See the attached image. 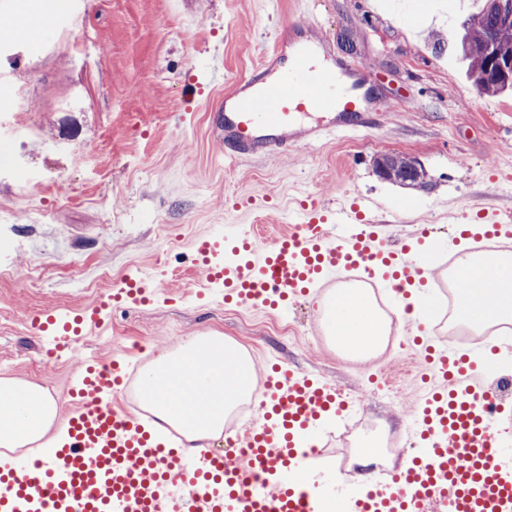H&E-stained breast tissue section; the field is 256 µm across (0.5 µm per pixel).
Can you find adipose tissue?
Segmentation results:
<instances>
[{"instance_id":"ef3b65f1","label":"adipose tissue","mask_w":512,"mask_h":512,"mask_svg":"<svg viewBox=\"0 0 512 512\" xmlns=\"http://www.w3.org/2000/svg\"><path fill=\"white\" fill-rule=\"evenodd\" d=\"M456 253L457 319L484 329L511 322L512 256L498 257L497 274L490 279L467 245H458ZM319 307L327 330L353 351L376 349L389 332L362 289L337 291ZM140 375L143 404L159 425L178 430L193 451L221 433L225 414L253 390L251 363L220 336L188 337L143 366ZM56 418V404L42 389L0 379L1 448L50 454L58 440Z\"/></svg>"}]
</instances>
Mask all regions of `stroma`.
Masks as SVG:
<instances>
[{"label":"stroma","instance_id":"stroma-1","mask_svg":"<svg viewBox=\"0 0 512 512\" xmlns=\"http://www.w3.org/2000/svg\"><path fill=\"white\" fill-rule=\"evenodd\" d=\"M40 0L47 23L39 45L16 25L17 0H0V102L20 183L0 169V378L43 388L59 412L91 354L127 360L128 382L113 400L133 413L139 368L188 336L234 342L256 373L267 360L333 381L352 399L354 426L333 420L315 464L328 483L355 469L359 440L417 443L416 406L426 370L407 345L405 321L362 360L339 350L320 326L319 294L287 313L195 298L194 243L236 226L263 240L288 225L291 209L315 199L335 210L352 201L391 241L428 229L435 266L449 271L458 225L479 208L512 212V96L478 93L467 61L453 52L459 24L481 0ZM325 40L333 54L370 72L386 102L375 125L265 157L224 156L210 137L226 88L249 74L280 25ZM224 53V84L209 83L212 47ZM416 158L425 186L382 180L375 157ZM152 274L162 292L114 306L69 349L51 352L30 314L86 306L121 287L127 273ZM401 387L395 402L384 380Z\"/></svg>","mask_w":512,"mask_h":512}]
</instances>
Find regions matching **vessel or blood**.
<instances>
[{
  "label": "vessel or blood",
  "instance_id": "1",
  "mask_svg": "<svg viewBox=\"0 0 512 512\" xmlns=\"http://www.w3.org/2000/svg\"><path fill=\"white\" fill-rule=\"evenodd\" d=\"M367 84L351 63L316 68L297 39L276 36L262 63L216 106L214 142L227 155L257 156L359 131L382 108ZM365 222L360 204L331 212L313 202L265 246L252 231L229 242L198 240L195 271L225 301L266 310L335 279L379 277L400 292V313L418 312L412 291L431 277L434 240L424 229L414 244L393 249ZM466 235L477 242L511 238L512 215L482 212ZM149 290L148 279L128 280L111 300L93 306L43 308L30 327L54 348L67 347L102 323L111 301H142ZM427 360L447 390L419 403L416 424L431 447L408 478L421 496L403 500L388 483L355 495L351 512H421L426 503L442 512H512V443L502 438L512 420V390L502 374L470 357L441 349ZM127 379L122 360L83 359L62 420L64 443L49 461L18 455L0 469V512H317L306 482L314 457L300 439L326 413L344 411L335 383L300 369H273L263 379L258 414L242 434L247 454L220 460L171 448L113 404Z\"/></svg>",
  "mask_w": 512,
  "mask_h": 512
}]
</instances>
